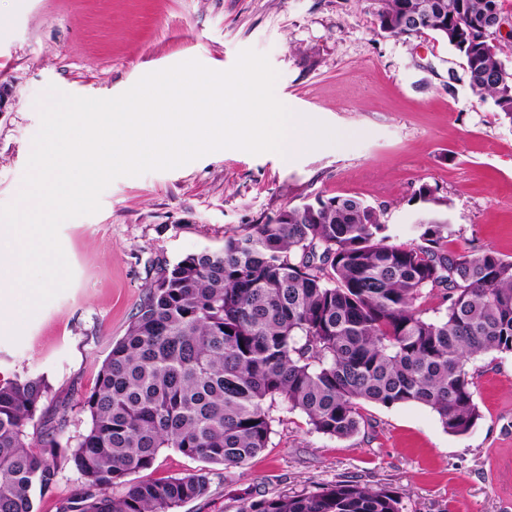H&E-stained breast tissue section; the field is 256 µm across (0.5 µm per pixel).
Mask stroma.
Returning <instances> with one entry per match:
<instances>
[{
	"instance_id": "1",
	"label": "stroma",
	"mask_w": 512,
	"mask_h": 512,
	"mask_svg": "<svg viewBox=\"0 0 512 512\" xmlns=\"http://www.w3.org/2000/svg\"><path fill=\"white\" fill-rule=\"evenodd\" d=\"M377 0H0V205L15 200L40 127L47 85L110 98L147 73L195 59L225 71L240 51L267 54L274 92L293 111L349 132L343 148L289 159L223 149L183 166L115 179L92 215L65 221L59 239L70 286L30 319L0 321V381L44 376L37 414L80 402L164 266L226 235L316 197H355L382 213L393 244L411 242L428 209L452 224L450 250L489 248L512 258V124L469 88L463 61L426 31L403 40L380 31ZM430 186L437 202L418 199ZM481 418L446 432L429 408L367 404L357 434L313 432L304 415L277 410L267 448L241 467L214 466L208 497L176 512H240L247 501L318 491L341 480L399 492L403 512H512V354L470 365ZM173 448L132 482L196 468Z\"/></svg>"
}]
</instances>
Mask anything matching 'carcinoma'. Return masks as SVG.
I'll return each mask as SVG.
<instances>
[{"label": "carcinoma", "instance_id": "cac0c4a2", "mask_svg": "<svg viewBox=\"0 0 512 512\" xmlns=\"http://www.w3.org/2000/svg\"><path fill=\"white\" fill-rule=\"evenodd\" d=\"M378 2L382 32H435L463 58L473 95L512 123V67L490 38L499 0ZM387 230L369 204L318 198L164 269L82 400L87 427L64 449V415L30 438L47 380L1 383L0 512H36L62 460L82 482L61 512H174L209 494L210 466L240 467L268 447L279 405L338 439L359 432L364 403L420 404L448 433H468L481 414L467 363L512 353V260L448 250L454 231L435 214L409 244L389 243ZM436 289L439 305L424 307ZM163 448L203 466L125 480ZM116 486L121 493H109ZM240 512H402V504L393 490L341 481L251 500Z\"/></svg>", "mask_w": 512, "mask_h": 512}]
</instances>
